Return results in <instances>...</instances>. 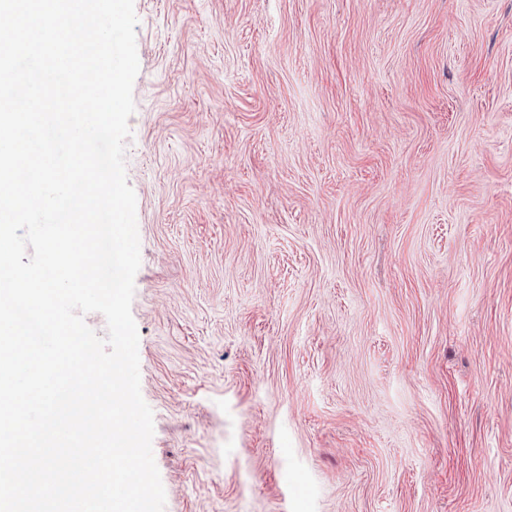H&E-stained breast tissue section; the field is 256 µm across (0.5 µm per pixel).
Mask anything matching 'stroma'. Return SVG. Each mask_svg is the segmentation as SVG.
Segmentation results:
<instances>
[{
    "label": "stroma",
    "instance_id": "35a3bbf8",
    "mask_svg": "<svg viewBox=\"0 0 512 512\" xmlns=\"http://www.w3.org/2000/svg\"><path fill=\"white\" fill-rule=\"evenodd\" d=\"M134 7L164 512H512V0Z\"/></svg>",
    "mask_w": 512,
    "mask_h": 512
}]
</instances>
